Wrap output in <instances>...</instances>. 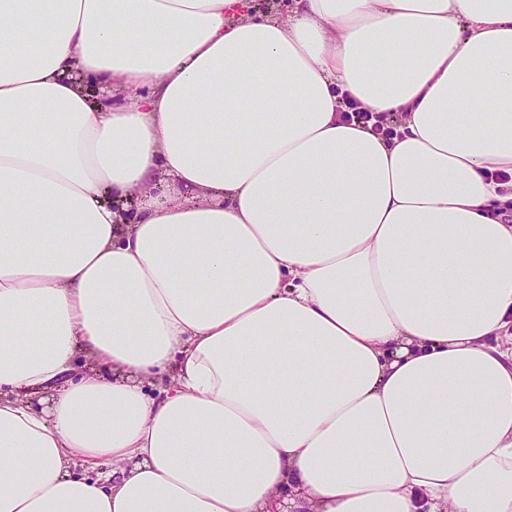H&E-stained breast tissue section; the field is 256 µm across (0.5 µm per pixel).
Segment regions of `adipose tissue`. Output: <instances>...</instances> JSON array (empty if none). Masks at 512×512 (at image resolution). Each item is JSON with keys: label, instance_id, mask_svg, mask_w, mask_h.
<instances>
[{"label": "adipose tissue", "instance_id": "1", "mask_svg": "<svg viewBox=\"0 0 512 512\" xmlns=\"http://www.w3.org/2000/svg\"><path fill=\"white\" fill-rule=\"evenodd\" d=\"M284 505L512 512V0H0V512Z\"/></svg>", "mask_w": 512, "mask_h": 512}]
</instances>
